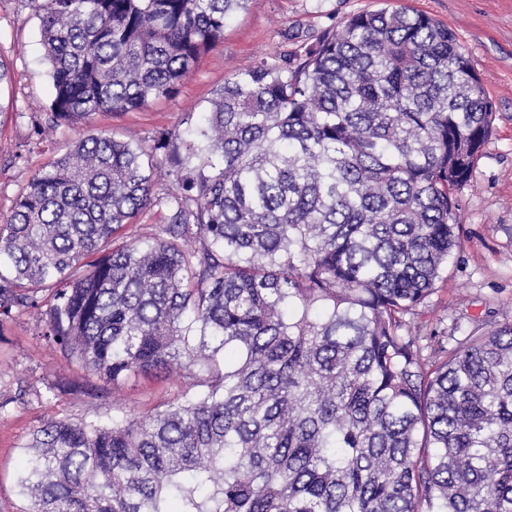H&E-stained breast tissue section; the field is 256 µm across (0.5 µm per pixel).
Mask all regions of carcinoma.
<instances>
[{
    "label": "carcinoma",
    "instance_id": "cac0c4a2",
    "mask_svg": "<svg viewBox=\"0 0 512 512\" xmlns=\"http://www.w3.org/2000/svg\"><path fill=\"white\" fill-rule=\"evenodd\" d=\"M248 2L34 0L48 126L173 97ZM207 113L192 140L75 141L0 224V323L41 315L112 384L203 377L146 416L34 430L22 512H512V324L413 319L495 121L455 33L356 13L234 71ZM161 205L160 236L118 244Z\"/></svg>",
    "mask_w": 512,
    "mask_h": 512
}]
</instances>
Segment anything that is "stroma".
<instances>
[{
  "label": "stroma",
  "mask_w": 512,
  "mask_h": 512,
  "mask_svg": "<svg viewBox=\"0 0 512 512\" xmlns=\"http://www.w3.org/2000/svg\"><path fill=\"white\" fill-rule=\"evenodd\" d=\"M397 4L456 34L496 114L470 180L456 194L459 246L421 319L447 329L458 322L486 330L512 324V0H249L174 98L132 112H99L89 125L53 130L45 123L52 80L40 18L31 0H0V60L11 71L10 83L0 86V224L31 179L79 138L117 131L147 146L167 131L194 138L214 90L233 71L265 56L300 51L353 13ZM40 320L21 311L0 326V512L25 507L19 487L24 448L48 418L143 416L198 389V377L186 372L106 383L40 338Z\"/></svg>",
  "instance_id": "stroma-1"
}]
</instances>
